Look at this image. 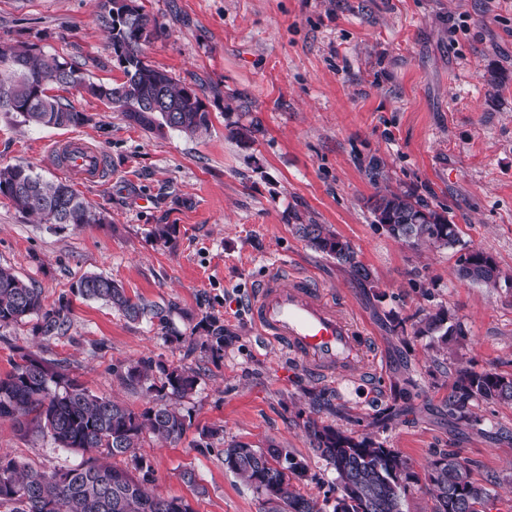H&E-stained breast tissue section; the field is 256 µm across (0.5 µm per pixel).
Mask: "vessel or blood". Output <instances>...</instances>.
Here are the masks:
<instances>
[{"instance_id": "1", "label": "vessel or blood", "mask_w": 512, "mask_h": 512, "mask_svg": "<svg viewBox=\"0 0 512 512\" xmlns=\"http://www.w3.org/2000/svg\"><path fill=\"white\" fill-rule=\"evenodd\" d=\"M55 152L62 171L83 181L103 171L101 154L82 141L69 140ZM249 314L260 341L278 345L323 380L355 374L363 363L365 337L305 276L269 270L255 287Z\"/></svg>"}]
</instances>
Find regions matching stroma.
I'll use <instances>...</instances> for the list:
<instances>
[{
	"instance_id": "35a3bbf8",
	"label": "stroma",
	"mask_w": 512,
	"mask_h": 512,
	"mask_svg": "<svg viewBox=\"0 0 512 512\" xmlns=\"http://www.w3.org/2000/svg\"><path fill=\"white\" fill-rule=\"evenodd\" d=\"M159 33L147 61L196 88L210 114L195 137L129 124L119 109L76 89L64 101L84 125L37 128L0 116V166L30 164L66 180L51 147L70 137L102 151L103 179L73 188L104 219L45 224L0 197V265L63 308V334L47 339L36 318L0 330V375L21 355L63 363L89 391L139 411L151 396L120 379L150 360L196 369L179 399L191 426L181 440L146 437L141 455L154 491L192 512H259L254 491L224 467L233 441L276 445L308 465L301 493L335 499V474L306 437L308 423L384 442L425 474L440 452L459 451L475 481L512 512V405L479 403L480 427L449 420L448 378H435L425 337L391 330L432 309L461 323L449 364L512 376V282L459 280L454 249L408 247L378 230L377 190L411 192L456 224L462 244L512 273V0H135ZM29 43L80 62L93 81L123 72L94 0H0V43ZM253 128L248 142L234 135ZM331 226L350 241L373 285L312 250L296 219ZM171 225L167 240L157 225ZM332 296L371 342L363 375L321 381L279 346L261 343L248 314L251 291L273 262ZM101 273L129 295L170 308L167 326L132 323L83 298L79 279ZM224 333L222 348L190 351ZM419 378L418 396L386 421L391 386ZM328 390L330 406L315 393ZM220 428L216 437L204 436ZM50 472L80 466L0 421V454ZM195 483H187L185 472Z\"/></svg>"
}]
</instances>
